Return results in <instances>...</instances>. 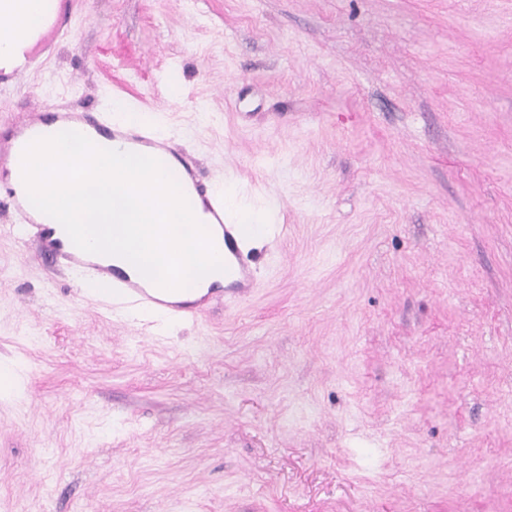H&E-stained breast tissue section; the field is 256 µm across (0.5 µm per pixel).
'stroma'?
I'll list each match as a JSON object with an SVG mask.
<instances>
[{
  "mask_svg": "<svg viewBox=\"0 0 512 512\" xmlns=\"http://www.w3.org/2000/svg\"><path fill=\"white\" fill-rule=\"evenodd\" d=\"M0 91L140 115L256 288L135 324L0 203V512H512V0H74ZM70 12L61 5L58 12L52 16L45 32L35 42L30 51L28 64L10 72L0 69V87L5 83L20 84L27 76L30 66L49 48V46L67 34L69 29Z\"/></svg>",
  "mask_w": 512,
  "mask_h": 512,
  "instance_id": "stroma-1",
  "label": "stroma"
}]
</instances>
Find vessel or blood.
<instances>
[{
    "instance_id": "obj_1",
    "label": "vessel or blood",
    "mask_w": 512,
    "mask_h": 512,
    "mask_svg": "<svg viewBox=\"0 0 512 512\" xmlns=\"http://www.w3.org/2000/svg\"><path fill=\"white\" fill-rule=\"evenodd\" d=\"M28 6V0H0V44L10 46L29 39V27L18 23ZM69 20L70 13L64 8L52 16L45 32L32 41L31 59H38L54 41L67 34ZM70 124L93 143L104 140L118 151L144 153L162 162L183 195L196 198L205 212L206 229L217 254L224 257L226 288L236 297L251 291L254 273L244 244L250 236L268 232V225L242 223L231 211L223 191L204 184L196 165L171 140L161 138L145 123L121 124L100 110L73 112L45 105L29 118L8 122L5 133L0 135V170L16 173L15 178L0 179V190L5 193L15 224L35 234L40 251L52 255L81 284L99 292L106 310L120 311L139 321L148 316L194 318L210 302L206 295L194 301L181 300L177 291L157 287L105 263L101 255L82 251L74 243L56 237L43 213L31 208L19 174L23 151L33 140L54 136L58 127Z\"/></svg>"
}]
</instances>
